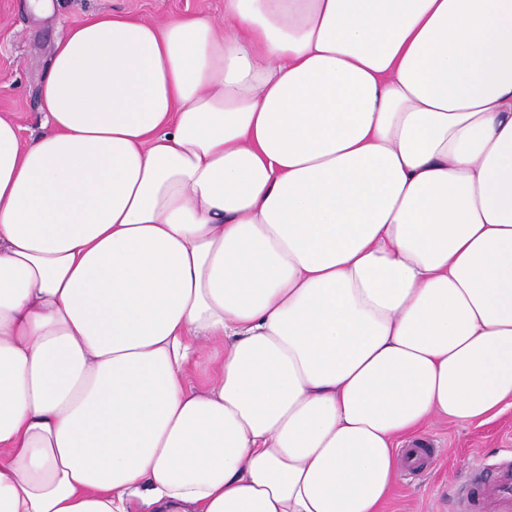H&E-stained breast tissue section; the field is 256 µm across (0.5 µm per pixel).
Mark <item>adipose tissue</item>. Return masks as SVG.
Wrapping results in <instances>:
<instances>
[{
    "mask_svg": "<svg viewBox=\"0 0 512 512\" xmlns=\"http://www.w3.org/2000/svg\"><path fill=\"white\" fill-rule=\"evenodd\" d=\"M0 116V512H380L512 406V0H224Z\"/></svg>",
    "mask_w": 512,
    "mask_h": 512,
    "instance_id": "obj_1",
    "label": "adipose tissue"
}]
</instances>
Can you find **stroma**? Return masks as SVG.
Here are the masks:
<instances>
[{
	"label": "stroma",
	"instance_id": "1",
	"mask_svg": "<svg viewBox=\"0 0 512 512\" xmlns=\"http://www.w3.org/2000/svg\"><path fill=\"white\" fill-rule=\"evenodd\" d=\"M39 16L28 0H0V114L20 127L22 140L41 131L40 89L56 42L94 13L162 21L172 15L224 20V0H53ZM435 460L421 473L403 471L381 512H458L464 481H488L496 467L512 465V407L478 424L436 420L420 434Z\"/></svg>",
	"mask_w": 512,
	"mask_h": 512
}]
</instances>
